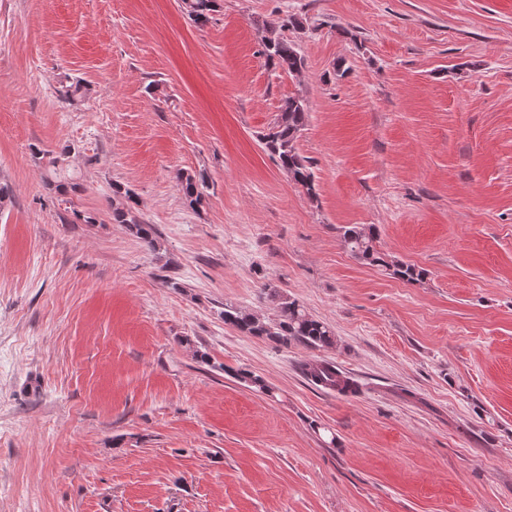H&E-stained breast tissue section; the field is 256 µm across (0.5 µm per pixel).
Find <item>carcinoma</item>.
Here are the masks:
<instances>
[{
	"label": "carcinoma",
	"mask_w": 512,
	"mask_h": 512,
	"mask_svg": "<svg viewBox=\"0 0 512 512\" xmlns=\"http://www.w3.org/2000/svg\"><path fill=\"white\" fill-rule=\"evenodd\" d=\"M183 9L190 19L198 24L209 21L218 8V0H182ZM266 63L288 74L300 72L304 67V58L295 45L283 37H267L263 40ZM308 105L300 96H290L280 107L276 121L267 133L260 137L265 151L276 158L280 166L291 179L300 185L310 198L316 197V189L307 160L299 155L296 142L300 131L305 125ZM72 148L66 146L58 152L33 149L35 164H44L45 183L59 191L68 188L73 190L79 184H67L58 179L61 175ZM179 190L189 206L197 208L204 200L205 182L196 176L179 172L176 175ZM112 194L116 201L112 202V222L124 224L147 245L155 246L153 227L141 219L134 194L123 184L112 185ZM344 245L356 259L371 266H381L398 278L416 283L422 281L426 271L414 265L394 262L380 252L376 246V236L365 232L362 228L345 226L342 228ZM267 292L279 300L280 319L277 322H265L251 313H246L233 306H224V323L252 336L266 337L282 345L295 341L311 349L331 347L336 342L334 331L326 323L308 314L297 300L279 296L274 288ZM306 377L314 384L325 389L335 390L341 394H353L358 387L351 378L346 376L336 365L323 362L311 365L306 369ZM237 378L256 392L273 395L272 388L265 380L250 372L240 371Z\"/></svg>",
	"instance_id": "obj_1"
}]
</instances>
